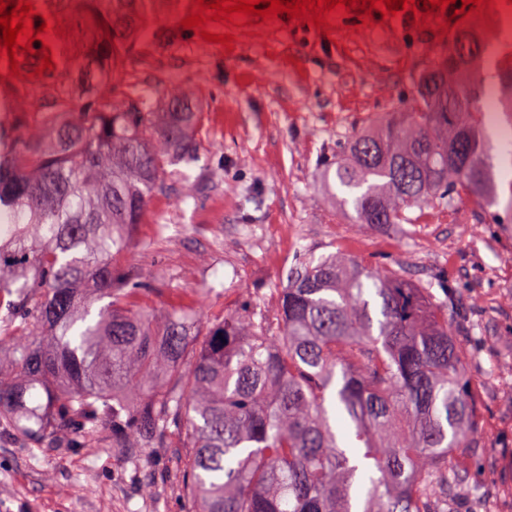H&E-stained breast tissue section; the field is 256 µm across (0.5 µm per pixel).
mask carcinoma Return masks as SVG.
I'll list each match as a JSON object with an SVG mask.
<instances>
[{"instance_id": "cac0c4a2", "label": "carcinoma", "mask_w": 512, "mask_h": 512, "mask_svg": "<svg viewBox=\"0 0 512 512\" xmlns=\"http://www.w3.org/2000/svg\"><path fill=\"white\" fill-rule=\"evenodd\" d=\"M54 70L37 51L0 78V429L78 448L102 422L114 448L183 449L184 512H454L480 494L483 419L448 324L453 288L331 254L299 260L273 314L245 305L202 328L195 309L143 307L151 289L115 267L153 194L196 161L197 95L164 108L116 70L166 0H42ZM475 49L457 56V41ZM411 101L336 154L356 224L486 202L497 187L477 108L509 96L512 47L471 23ZM39 88L50 110L29 113Z\"/></svg>"}]
</instances>
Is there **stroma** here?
Segmentation results:
<instances>
[{"instance_id":"1","label":"stroma","mask_w":512,"mask_h":512,"mask_svg":"<svg viewBox=\"0 0 512 512\" xmlns=\"http://www.w3.org/2000/svg\"><path fill=\"white\" fill-rule=\"evenodd\" d=\"M191 0L162 11L138 54L119 70L114 95L136 87L159 100L193 88L202 112L194 197L182 178L153 195L118 264L154 287V308L194 307L202 320L242 303H272L301 256L341 254L403 268L424 284H450L473 330L465 373L478 393L487 454L482 500L459 494L456 512H512V137L502 113L488 118L495 204L411 209L410 223L374 231L353 223L325 179L337 150L377 127L411 98L418 73L443 44L414 17L360 27L357 12L324 34L278 14L252 34L218 20L233 51L184 29ZM169 33L158 44L157 33ZM180 460L173 448H116L102 427L79 448L30 457L24 440L0 431V512H182Z\"/></svg>"}]
</instances>
